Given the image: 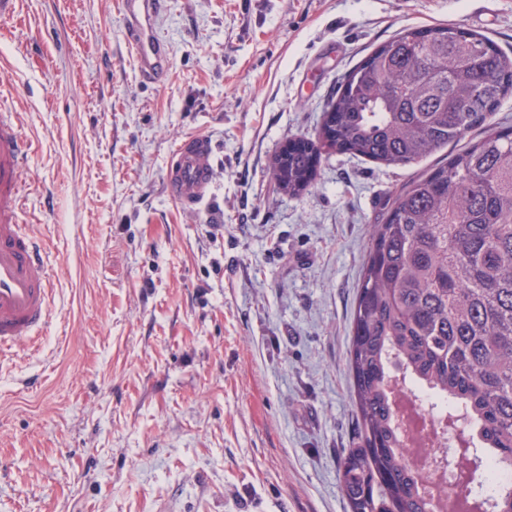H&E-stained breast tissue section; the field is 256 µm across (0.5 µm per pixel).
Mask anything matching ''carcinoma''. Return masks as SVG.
<instances>
[{
  "mask_svg": "<svg viewBox=\"0 0 512 512\" xmlns=\"http://www.w3.org/2000/svg\"><path fill=\"white\" fill-rule=\"evenodd\" d=\"M512 92V57L459 27L405 29L346 77L318 138L276 152V190L298 196L322 156L387 165L427 157L485 123ZM348 369L359 442L340 484L351 512H512V130L488 128L412 181L376 226ZM427 389L477 426L496 484L436 491L407 461L396 404Z\"/></svg>",
  "mask_w": 512,
  "mask_h": 512,
  "instance_id": "cac0c4a2",
  "label": "carcinoma"
}]
</instances>
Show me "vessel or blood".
I'll list each match as a JSON object with an SVG mask.
<instances>
[{
  "label": "vessel or blood",
  "mask_w": 512,
  "mask_h": 512,
  "mask_svg": "<svg viewBox=\"0 0 512 512\" xmlns=\"http://www.w3.org/2000/svg\"><path fill=\"white\" fill-rule=\"evenodd\" d=\"M125 39L133 49L141 76L165 79L170 66L167 46L157 32L166 0H120ZM29 142L8 116H0V359L17 343H35V333L52 319L50 267L37 239L23 231L18 209L22 170ZM214 152L209 138L183 139L171 153L166 189L189 209L206 205L214 187Z\"/></svg>",
  "instance_id": "vessel-or-blood-1"
}]
</instances>
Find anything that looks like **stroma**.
<instances>
[{
	"label": "stroma",
	"instance_id": "obj_1",
	"mask_svg": "<svg viewBox=\"0 0 512 512\" xmlns=\"http://www.w3.org/2000/svg\"><path fill=\"white\" fill-rule=\"evenodd\" d=\"M118 0H20L0 79L33 144L23 223L56 267L37 348L0 361V512H350L347 351L376 224L481 136L386 166L322 158L277 192L348 73L405 28L512 54V0H168L170 69L139 77ZM207 136L213 204L165 185Z\"/></svg>",
	"mask_w": 512,
	"mask_h": 512
}]
</instances>
